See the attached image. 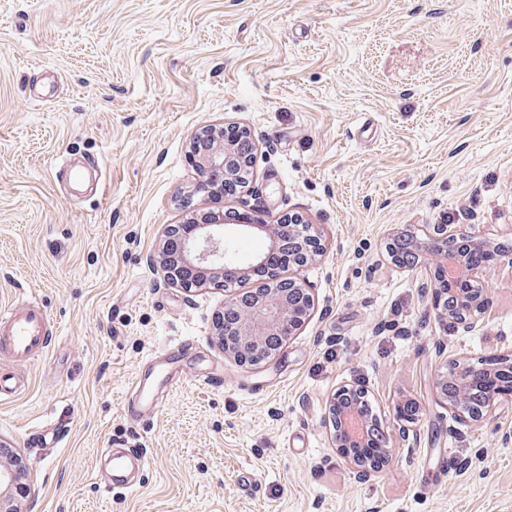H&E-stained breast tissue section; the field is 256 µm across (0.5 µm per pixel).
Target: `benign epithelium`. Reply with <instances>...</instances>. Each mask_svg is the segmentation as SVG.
Returning a JSON list of instances; mask_svg holds the SVG:
<instances>
[{
	"label": "benign epithelium",
	"instance_id": "obj_1",
	"mask_svg": "<svg viewBox=\"0 0 512 512\" xmlns=\"http://www.w3.org/2000/svg\"><path fill=\"white\" fill-rule=\"evenodd\" d=\"M201 139L207 141V149L200 153L199 166L205 176L198 190L221 202L224 199V181L244 180L245 163L237 155L234 145L224 139V128L210 127L201 133ZM241 229L247 235L264 240L266 245L265 251L253 256L247 264L224 265L222 252L228 235L224 220L219 215H210L202 223L192 225V232L181 241L177 261L199 271L198 283L208 281L222 285L225 274L230 273L238 280L246 279L250 272L264 267L272 256L280 252L292 253L288 257V264L301 266L323 249L321 238L311 231V225L298 214H286L274 224L261 221L243 224ZM433 232L432 251L440 253L445 260V264L439 266L438 277L432 285L434 294L448 292L449 285L460 277L464 278L469 284V288L462 292L463 304L468 311L451 313L448 318L468 328L474 317L485 312L489 300L481 290L475 288L483 268L468 264L466 254L485 249L486 242L446 224L434 225ZM295 290L297 284L294 281H281L279 275L275 274L273 280L262 284L249 300L228 296L224 309L234 310L235 318L232 326L220 331L224 353L250 370L273 361L280 349L268 350L266 338L279 336L284 347L311 316L313 297L306 293L303 299L298 300ZM452 366L451 371H442L437 375L435 391L439 398L446 400L448 381H455L458 391L455 405L461 409L474 384L485 382L500 373H511L512 358L503 357L492 366L455 360ZM364 394L365 390L355 384L340 386L329 404L328 425L333 447L339 457L366 474L387 461L391 449L372 443L373 430L379 431L381 427L377 421L370 422L365 409L360 406V397Z\"/></svg>",
	"mask_w": 512,
	"mask_h": 512
}]
</instances>
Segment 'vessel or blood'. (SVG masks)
I'll return each mask as SVG.
<instances>
[{
	"mask_svg": "<svg viewBox=\"0 0 512 512\" xmlns=\"http://www.w3.org/2000/svg\"><path fill=\"white\" fill-rule=\"evenodd\" d=\"M49 325L46 311L35 303L0 311V396L14 395L24 387L22 366L51 347ZM199 362L190 343L165 347L151 373L137 376L138 396L134 403L126 405V415L135 421L153 413L160 395L176 389L182 376ZM105 459L112 471L111 486L115 489H133L137 474L146 465L144 456L133 448L108 449Z\"/></svg>",
	"mask_w": 512,
	"mask_h": 512,
	"instance_id": "vessel-or-blood-1",
	"label": "vessel or blood"
}]
</instances>
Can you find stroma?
Listing matches in <instances>:
<instances>
[{
    "instance_id": "1",
    "label": "stroma",
    "mask_w": 512,
    "mask_h": 512,
    "mask_svg": "<svg viewBox=\"0 0 512 512\" xmlns=\"http://www.w3.org/2000/svg\"><path fill=\"white\" fill-rule=\"evenodd\" d=\"M222 125L256 148L236 209L300 214L324 245L283 270L314 309L259 370L217 340L224 289L155 261L168 225L215 208L190 146ZM66 161L102 174L74 187ZM447 222L502 247L470 329L425 288L441 256L388 252ZM32 299L53 347L0 400L18 512H512V393L476 421L434 390L451 359L512 354V0H0V311ZM186 340L223 389L187 377L128 421L138 370ZM349 381L388 427L367 479L330 441ZM54 422L57 444L33 441ZM112 447L144 455L135 489L98 486ZM446 450L455 470L427 483Z\"/></svg>"
}]
</instances>
